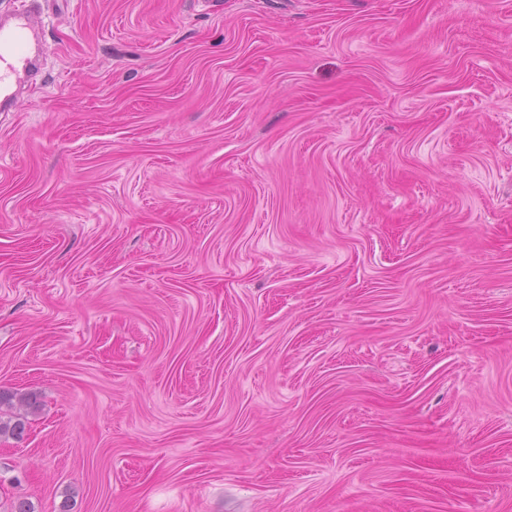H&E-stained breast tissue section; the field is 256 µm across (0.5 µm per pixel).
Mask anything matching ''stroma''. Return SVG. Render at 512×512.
Wrapping results in <instances>:
<instances>
[{"label": "stroma", "mask_w": 512, "mask_h": 512, "mask_svg": "<svg viewBox=\"0 0 512 512\" xmlns=\"http://www.w3.org/2000/svg\"><path fill=\"white\" fill-rule=\"evenodd\" d=\"M40 4L0 512H512V0ZM14 401L20 407H26L28 409H34L37 407V400L32 394H18V393H2L0 391V436H12L20 438L25 432V420L21 414L13 413L3 419L2 407L6 406L10 410L15 407Z\"/></svg>", "instance_id": "obj_1"}]
</instances>
